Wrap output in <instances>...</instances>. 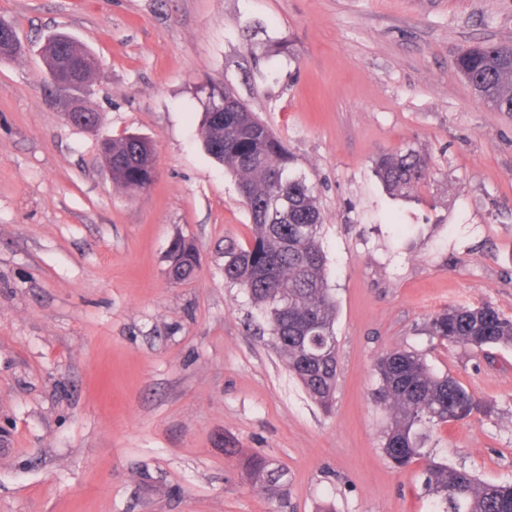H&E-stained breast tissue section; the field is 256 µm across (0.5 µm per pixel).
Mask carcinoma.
<instances>
[{"instance_id": "carcinoma-1", "label": "carcinoma", "mask_w": 512, "mask_h": 512, "mask_svg": "<svg viewBox=\"0 0 512 512\" xmlns=\"http://www.w3.org/2000/svg\"><path fill=\"white\" fill-rule=\"evenodd\" d=\"M55 35L43 46L46 69L57 59L71 57L80 84L74 88L84 110L99 73L96 55ZM458 69L474 92L498 112L512 113V47L476 45L458 59ZM230 92L219 84L209 88L200 130L207 152L237 179L251 221V240L243 246L224 243V278L248 295L264 316L269 335L290 374L309 398L325 412L336 392V298L328 285L326 258L320 240L323 215L312 187L291 171L293 158L269 128L245 104L215 119L214 109ZM150 142L138 135L106 139L102 159L112 168V182L136 192L149 187ZM375 172L392 194L409 197L430 175L428 161L413 149L383 153ZM174 264L166 273L175 282L193 278L199 266L195 243L179 237L172 242ZM427 335L440 341L482 349L512 347V319L493 306L450 307L433 315ZM379 378L376 398L390 412L383 451L397 468L425 456L428 432L452 421L487 414L493 405L477 399L450 375L434 374L422 355L392 350L375 365ZM261 490L276 495L279 476L263 458L249 463ZM425 492L436 512H512V483L479 481L470 471L453 469L428 459Z\"/></svg>"}]
</instances>
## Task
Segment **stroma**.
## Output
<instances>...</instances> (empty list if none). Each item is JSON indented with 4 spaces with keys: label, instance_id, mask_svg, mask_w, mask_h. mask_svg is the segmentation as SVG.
<instances>
[{
    "label": "stroma",
    "instance_id": "1",
    "mask_svg": "<svg viewBox=\"0 0 512 512\" xmlns=\"http://www.w3.org/2000/svg\"><path fill=\"white\" fill-rule=\"evenodd\" d=\"M24 47L0 61V512H434L422 461L393 467L374 365L422 354L495 410L433 430L437 461L512 481V347L430 338L451 306L512 317V113L457 69L512 44V0H0ZM91 49L97 134L51 103L40 48ZM256 112L323 214L338 380L324 412L224 278L247 244L236 178L207 154L210 84ZM155 148L146 191L113 185L98 141ZM414 149L411 197L376 178ZM196 276L175 283V237ZM265 458L283 498L248 470ZM375 172L387 191L404 197H410L430 175L428 161L413 149L381 154ZM175 259L174 264L167 262L166 273L175 282H184L193 278L199 266V251L192 240L176 238L169 249Z\"/></svg>",
    "mask_w": 512,
    "mask_h": 512
}]
</instances>
